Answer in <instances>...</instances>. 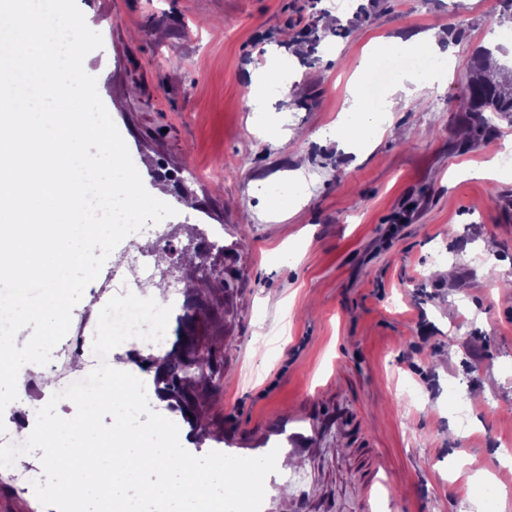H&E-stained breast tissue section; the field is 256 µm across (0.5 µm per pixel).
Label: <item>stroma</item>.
I'll use <instances>...</instances> for the list:
<instances>
[{"mask_svg":"<svg viewBox=\"0 0 512 512\" xmlns=\"http://www.w3.org/2000/svg\"><path fill=\"white\" fill-rule=\"evenodd\" d=\"M77 0L103 46L84 69L176 215L138 234L165 253L184 299L202 313L198 340L218 370L199 380V427L178 423L190 453L257 457L284 414L320 422L266 512H363L377 458L391 472L378 512H458L473 482L463 455L512 476V171L476 175L512 139L459 138L469 127L474 51L496 42L499 0ZM334 14L293 62L289 112L262 131L243 99L262 66ZM440 28L454 49L446 86L404 98L387 119L399 137L339 146L336 120L363 50L380 37ZM304 191L285 219L267 186ZM453 277L435 273L436 250ZM462 383L470 434L448 391ZM0 512H45L0 468Z\"/></svg>","mask_w":512,"mask_h":512,"instance_id":"1","label":"stroma"}]
</instances>
